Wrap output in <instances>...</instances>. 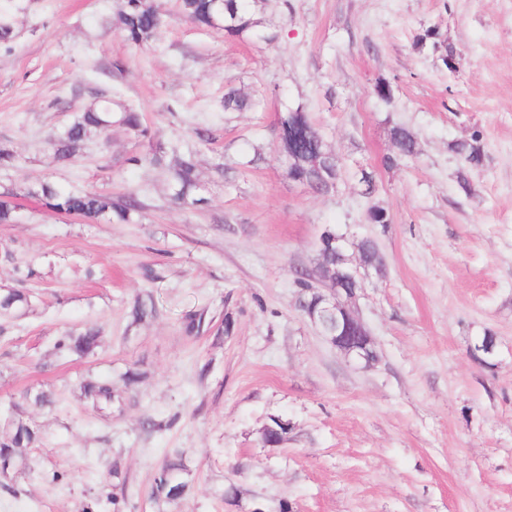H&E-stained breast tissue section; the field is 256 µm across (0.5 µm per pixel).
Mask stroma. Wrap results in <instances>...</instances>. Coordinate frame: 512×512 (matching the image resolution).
Wrapping results in <instances>:
<instances>
[{"mask_svg":"<svg viewBox=\"0 0 512 512\" xmlns=\"http://www.w3.org/2000/svg\"><path fill=\"white\" fill-rule=\"evenodd\" d=\"M122 3L0 0L13 28L0 47V148L19 160L0 169V193L49 180L144 204L130 224L31 204L0 224V292L32 297L30 311L0 314V423L16 413L41 436L28 469L0 482V512H112L116 469L125 512H512V0H264L240 37L156 0L166 24L141 47L118 28ZM437 42L460 55L456 70ZM231 88L251 107L224 110ZM100 90L119 91L162 143L197 152L201 204H174L159 170L129 164L150 147L119 125L54 161L51 135ZM297 107L340 161L322 194L278 157V118ZM396 125L417 152L389 168ZM476 132L485 159L465 190L452 147ZM372 206L388 223L367 221ZM327 229L374 240L385 263L356 302L378 350L368 368L296 308L295 272L315 269ZM146 290L159 313L132 323ZM202 308L228 320L223 341L181 331ZM87 326L100 330L94 354L54 351ZM487 333L498 352L482 360L471 349ZM131 367L142 378L129 391ZM87 376L112 378L123 412L90 411L77 390ZM40 390L52 408L25 401ZM148 414L176 423L150 434ZM274 418L288 435L267 446ZM175 448L191 487L161 510L149 493Z\"/></svg>","mask_w":512,"mask_h":512,"instance_id":"1","label":"stroma"}]
</instances>
